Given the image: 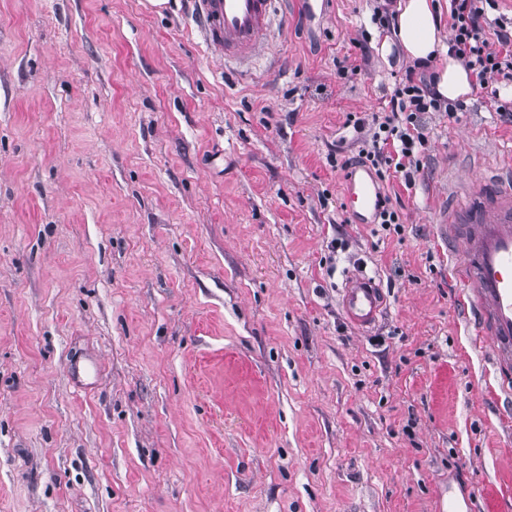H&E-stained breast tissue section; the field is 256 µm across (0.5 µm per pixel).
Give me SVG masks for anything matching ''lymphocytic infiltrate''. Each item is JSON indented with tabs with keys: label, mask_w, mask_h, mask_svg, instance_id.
<instances>
[{
	"label": "lymphocytic infiltrate",
	"mask_w": 512,
	"mask_h": 512,
	"mask_svg": "<svg viewBox=\"0 0 512 512\" xmlns=\"http://www.w3.org/2000/svg\"><path fill=\"white\" fill-rule=\"evenodd\" d=\"M448 40L450 53L474 77L478 89L490 84L512 82V22L505 16L491 17L497 0H448ZM462 107L443 103L430 82L408 67L397 83L384 116L353 122L354 142L360 143L357 156L337 159L346 169L361 164L374 170L379 180L399 173L405 185H412L421 168L420 156L426 144L422 116L445 112L455 118Z\"/></svg>",
	"instance_id": "obj_1"
}]
</instances>
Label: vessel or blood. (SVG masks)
<instances>
[{
    "label": "vessel or blood",
    "instance_id": "b4317fda",
    "mask_svg": "<svg viewBox=\"0 0 512 512\" xmlns=\"http://www.w3.org/2000/svg\"><path fill=\"white\" fill-rule=\"evenodd\" d=\"M208 45L220 48L225 64H244L264 52L273 25L275 0H194ZM380 188L363 167L345 181L344 208L354 223H371ZM457 205L440 213L448 240L459 247L456 275L460 301L476 315L475 342L487 347L501 379H512V151L499 166L470 177L458 189ZM342 304L357 328L371 326L383 297L374 279L357 273L342 290Z\"/></svg>",
    "mask_w": 512,
    "mask_h": 512
}]
</instances>
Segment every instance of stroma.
Instances as JSON below:
<instances>
[{
    "label": "stroma",
    "instance_id": "obj_1",
    "mask_svg": "<svg viewBox=\"0 0 512 512\" xmlns=\"http://www.w3.org/2000/svg\"><path fill=\"white\" fill-rule=\"evenodd\" d=\"M375 5L316 34L289 5L259 85L192 0H0V512H439L450 485L512 512L505 393L437 236L449 172L512 125L477 89L423 114L414 186L380 185L399 232L348 220L336 147L408 65ZM354 271L385 298L364 333ZM342 304L350 322L364 329L371 326L380 315L383 297L374 279L357 273L349 276L342 288Z\"/></svg>",
    "mask_w": 512,
    "mask_h": 512
}]
</instances>
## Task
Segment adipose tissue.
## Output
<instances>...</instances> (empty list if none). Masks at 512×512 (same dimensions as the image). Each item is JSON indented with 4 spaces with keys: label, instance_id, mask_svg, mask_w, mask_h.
I'll list each match as a JSON object with an SVG mask.
<instances>
[{
    "label": "adipose tissue",
    "instance_id": "adipose-tissue-1",
    "mask_svg": "<svg viewBox=\"0 0 512 512\" xmlns=\"http://www.w3.org/2000/svg\"><path fill=\"white\" fill-rule=\"evenodd\" d=\"M378 51L387 56L398 53L410 61H431L435 72V90L452 101L471 93V77L452 57L443 43L439 13L433 0H399L391 35Z\"/></svg>",
    "mask_w": 512,
    "mask_h": 512
}]
</instances>
